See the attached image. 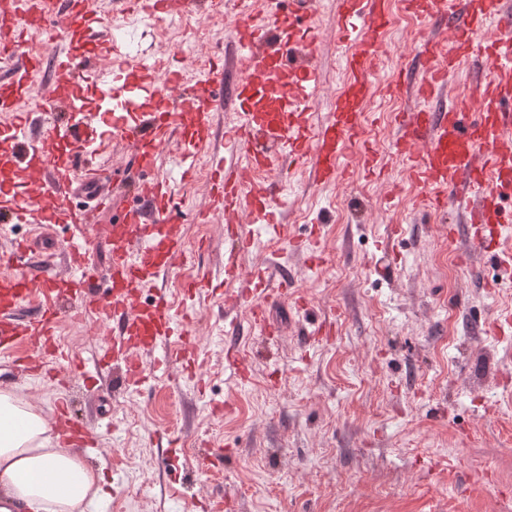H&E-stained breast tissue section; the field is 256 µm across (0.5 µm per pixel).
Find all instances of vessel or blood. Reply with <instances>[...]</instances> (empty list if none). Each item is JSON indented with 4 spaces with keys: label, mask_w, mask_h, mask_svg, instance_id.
I'll list each match as a JSON object with an SVG mask.
<instances>
[{
    "label": "vessel or blood",
    "mask_w": 512,
    "mask_h": 512,
    "mask_svg": "<svg viewBox=\"0 0 512 512\" xmlns=\"http://www.w3.org/2000/svg\"><path fill=\"white\" fill-rule=\"evenodd\" d=\"M37 9L17 13V27L40 30L60 11L59 0H34ZM408 8L425 4L429 30L418 47L425 59L418 81L412 87L394 80L385 90L402 92L420 106L399 114L395 120L396 154L405 160L409 178L420 190L425 208L442 211L454 208L470 238L485 245L484 232L512 226V210L503 209L501 198L512 190V0H405ZM200 7L199 0H141L143 12L155 17L188 15ZM312 13L311 0H288L263 24L240 16L230 24L236 47L245 50V75L225 90L223 79L204 80L203 91H187L169 99L170 77L161 76L146 63H139V82L120 90L118 102L106 119L131 151L138 176L123 189L133 199L110 227L112 274L106 291H99L88 262L93 227L87 210L70 207L73 199L106 207L99 182L89 172H79L71 161H49L43 169V188L59 200L52 209L40 208L34 197L24 196L0 208L1 224L34 222L35 236L19 242L13 254L1 260L11 271L0 275V354L17 356L23 370L65 382L84 363L60 347L55 327L63 312L78 309L93 313L100 322L119 325L110 343L97 348L94 365L108 359L122 360L125 381L135 388L147 379L148 368H159L160 355L186 356V349H173V337L183 335L185 322L171 314L167 296L158 283L171 277L183 256L184 218L173 198L168 178L156 175L159 156L181 134L182 115L198 119V144L210 153L213 170L214 213L249 214L261 228L280 223V198L272 183L257 179L258 171L281 164H308L312 184L326 185L342 176L339 157L347 142L366 143L361 103L370 89L369 70L381 49V36L388 19L387 0H339L336 20L351 46L343 66L351 81L350 92L337 97L335 112L315 119L313 104L319 74L313 66L318 51L316 39L294 40L292 33L301 18ZM69 31L54 49L55 67L50 84L61 96L72 94L74 55L70 46L75 36L89 33L98 20L93 0H72ZM492 39H484V29ZM110 68L97 72L96 81L111 87L114 71L129 65L123 36L113 33L99 50ZM471 56H483L491 73L476 82L471 95L456 98L448 108L433 112L423 101L448 88V79L459 64ZM40 57L29 58L25 77L16 78L11 88L0 89V112H15L22 98L25 79L41 71ZM240 103L236 125L224 132L223 142L211 135L212 117L225 95ZM28 121L14 125L19 164L37 161L27 139ZM43 140L67 138L86 146L94 158L99 146L88 142L84 127L72 123L69 114H58L45 125ZM53 224H78V238L64 245L43 249L39 243ZM224 276L238 277L242 256L251 249L253 238L243 224L224 226ZM64 257L68 278L57 277L53 265ZM154 301H139L145 289ZM288 281L274 265L258 269L243 280L235 304L250 306L251 320L260 333H269L263 300L284 295ZM39 297L36 322L19 319L31 297ZM53 423L59 443L66 448H84L96 439L92 427L73 422L66 405H57Z\"/></svg>",
    "instance_id": "1"
}]
</instances>
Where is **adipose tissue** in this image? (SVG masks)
Here are the masks:
<instances>
[{
  "instance_id": "obj_1",
  "label": "adipose tissue",
  "mask_w": 512,
  "mask_h": 512,
  "mask_svg": "<svg viewBox=\"0 0 512 512\" xmlns=\"http://www.w3.org/2000/svg\"><path fill=\"white\" fill-rule=\"evenodd\" d=\"M102 473L53 447L42 417L0 389V496L13 512H95Z\"/></svg>"
}]
</instances>
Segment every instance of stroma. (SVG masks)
Here are the masks:
<instances>
[{
  "mask_svg": "<svg viewBox=\"0 0 512 512\" xmlns=\"http://www.w3.org/2000/svg\"><path fill=\"white\" fill-rule=\"evenodd\" d=\"M92 39L124 29L132 63L174 73L180 85L210 74L224 81L231 47L223 14L186 15L131 26L139 6L113 10L96 0ZM338 0H318L310 21L319 39V116L349 85L338 66L347 42L336 31ZM362 106L381 175L365 170L358 149L344 153L345 176L309 188L302 166L264 172L288 196V238L260 233L241 261L242 277L260 264L284 265L290 296L267 303L275 334L249 329L239 307L236 336L224 334V298L234 283L217 279L224 263V219L186 223L185 256L167 285L172 306L195 305L184 340L195 349L200 380H182V360L140 389H124L108 367L69 389L22 375L0 357V388L43 416L70 398L95 427L110 490L99 512H512V274L469 238L449 236L452 215L424 213L403 162L394 156L391 116L403 99L379 93L391 80H416L412 48L425 20L391 0ZM483 60L460 64L449 94L425 101L442 110L486 75ZM175 150L189 156L190 182L177 184L184 211L211 194L210 160L196 146L191 116ZM111 212H92L89 263L111 273ZM305 311H298V303ZM111 325L63 313L61 344L90 357ZM248 362L235 378L231 352Z\"/></svg>",
  "mask_w": 512,
  "mask_h": 512,
  "instance_id": "obj_1",
  "label": "stroma"
}]
</instances>
